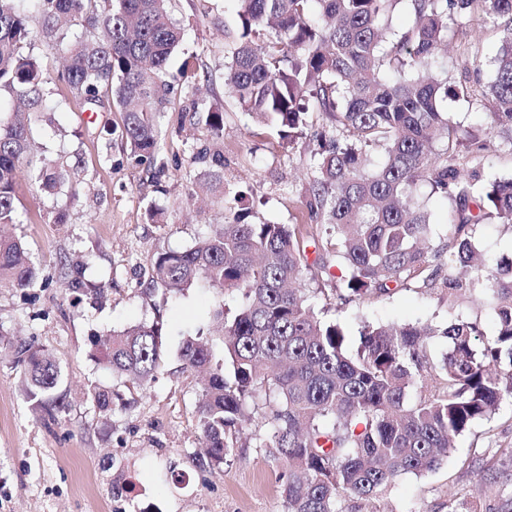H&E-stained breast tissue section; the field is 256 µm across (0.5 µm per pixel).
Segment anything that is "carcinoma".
<instances>
[{"mask_svg": "<svg viewBox=\"0 0 512 512\" xmlns=\"http://www.w3.org/2000/svg\"><path fill=\"white\" fill-rule=\"evenodd\" d=\"M21 2L0 0V99L15 104L0 118V224L22 223L21 168L48 192L69 179L63 165L32 152V126L48 111L52 80L90 104L110 91L139 164L155 160V114L174 92L192 96L197 85L186 60L169 72L182 40L171 0H33L43 39L66 58L54 78L22 52L34 33ZM241 3L225 77L241 109L288 143L306 133L312 112L332 132L314 133L306 223L258 222L238 194L232 220L187 249L156 256L146 296L160 290L173 299L191 287L241 292L233 314L222 303L209 312L218 339L200 329L178 351L180 370L203 378L198 419L207 465L219 469L235 454L240 430L258 413L256 395L268 392L276 406L263 416L270 432L256 447L286 470V512H343L344 495L368 505L401 475L435 469L456 437L512 393V260L486 263L476 238L481 224L512 228V177L486 183L473 166L493 148L512 147V0ZM401 3L408 26L400 32L391 16ZM478 11L502 32L495 74L480 91L487 133L450 121L445 102L469 89L436 72L449 25L462 26ZM202 121L206 139L192 160L201 185L222 194L224 153L211 146L223 137L222 108L209 107ZM374 148L385 156L376 168ZM422 183L451 203L442 246L432 244V214L415 195ZM330 255L347 269L333 287L345 303L410 286L438 285L450 301L489 293L495 337L483 340L475 322L365 324L352 355L343 325L320 317L310 294V284L329 274ZM38 281L22 240L1 234L0 283L27 289ZM433 336L448 341L438 364L424 355ZM0 357L22 372L29 398L47 414L60 407L62 373L50 352L15 343L0 328ZM90 357L112 376L145 385L165 366L162 327L136 323L96 336ZM413 388L420 394L411 401ZM91 398L102 411L132 404L106 390Z\"/></svg>", "mask_w": 512, "mask_h": 512, "instance_id": "carcinoma-1", "label": "carcinoma"}]
</instances>
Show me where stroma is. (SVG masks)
Returning <instances> with one entry per match:
<instances>
[{
  "label": "stroma",
  "mask_w": 512,
  "mask_h": 512,
  "mask_svg": "<svg viewBox=\"0 0 512 512\" xmlns=\"http://www.w3.org/2000/svg\"><path fill=\"white\" fill-rule=\"evenodd\" d=\"M240 0H172L171 16L183 32V47L197 73L200 108L224 110V185L244 192L258 220L296 224L305 210L316 141L284 144L266 126L254 124L228 92L225 45L239 24ZM499 33L480 15L452 26L441 59L449 81L474 87L494 75ZM51 109L33 126L47 157L64 163L69 183L57 194L40 191L27 174L18 178L23 221L11 225L37 260L44 288L0 284V325L49 350L62 369L63 409L48 418L26 396L23 378L0 359V512H285L281 471L257 453L268 433L260 417L244 436L246 445L222 470L204 464L198 427L199 378L180 373L177 350L215 304L236 310L239 295L191 288L176 300H146V270L157 252L182 249L228 221L230 210L205 199L191 157L201 126L173 96L160 122L165 135L158 160L164 170L136 164L121 134L123 114L110 95L94 105L75 98L65 84L47 86ZM163 211L152 223L149 208ZM65 213L57 223V213ZM86 265L103 278L101 293H75L61 277L62 264ZM330 278L313 295L357 344L363 323L428 321L444 326L477 323L492 338V304L480 296L449 301L438 288H407L341 303L333 285L344 275L332 262ZM161 321L167 334L166 366L143 388L113 380L89 356L93 336L138 323ZM120 389L129 409L100 412L92 389ZM512 396L471 431L459 436L447 461L419 475L406 474L373 502L372 512H498L512 499Z\"/></svg>",
  "instance_id": "obj_1"
}]
</instances>
